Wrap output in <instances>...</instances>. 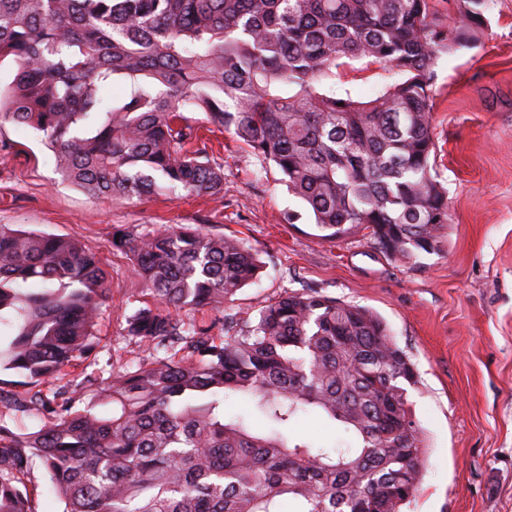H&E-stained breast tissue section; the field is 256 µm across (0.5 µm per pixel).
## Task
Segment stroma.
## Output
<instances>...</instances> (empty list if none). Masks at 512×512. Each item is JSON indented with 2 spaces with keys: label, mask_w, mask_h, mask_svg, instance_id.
I'll list each match as a JSON object with an SVG mask.
<instances>
[{
  "label": "stroma",
  "mask_w": 512,
  "mask_h": 512,
  "mask_svg": "<svg viewBox=\"0 0 512 512\" xmlns=\"http://www.w3.org/2000/svg\"><path fill=\"white\" fill-rule=\"evenodd\" d=\"M484 15L482 34L436 67L437 174L451 214L441 254L408 262L383 257L359 233L325 238L279 170L219 131L212 140L221 146L223 198L179 189L112 200L65 182L30 127L5 125L0 224L75 237L100 255L112 281L97 327L101 366L149 360L125 332L149 295L128 254L111 243L116 227L188 225L250 248L259 273L224 304L233 335L286 292L316 291L373 310L416 373L407 394L426 470L406 512H512V0H488ZM391 80L361 58L337 66L333 82L337 94L366 101Z\"/></svg>",
  "instance_id": "35a3bbf8"
}]
</instances>
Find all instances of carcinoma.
<instances>
[{
	"label": "carcinoma",
	"instance_id": "obj_1",
	"mask_svg": "<svg viewBox=\"0 0 512 512\" xmlns=\"http://www.w3.org/2000/svg\"><path fill=\"white\" fill-rule=\"evenodd\" d=\"M486 2L462 0L450 23L432 0H0V59L18 64L0 127H32L65 180L119 200L222 194L224 165L194 143L224 129L278 167L327 237L359 228L385 256L438 255L449 206L431 163L435 67L483 30ZM344 58L397 79L366 102L339 97L326 80ZM115 82L127 92L102 98ZM118 241L158 305L127 320L148 363L77 384L112 404L100 417L66 386L44 389L95 350L112 288L101 258L0 224V370L27 386L8 406L40 421L0 419V512H33L35 457L64 512H282L285 498L293 512H403L426 448L407 401L414 368L378 315L287 292L226 336L217 313L257 272L238 239L181 227ZM230 392L261 424L225 414ZM304 415L338 437H289Z\"/></svg>",
	"mask_w": 512,
	"mask_h": 512
}]
</instances>
